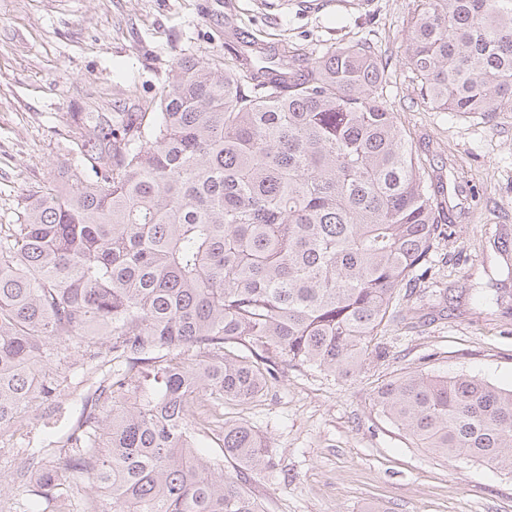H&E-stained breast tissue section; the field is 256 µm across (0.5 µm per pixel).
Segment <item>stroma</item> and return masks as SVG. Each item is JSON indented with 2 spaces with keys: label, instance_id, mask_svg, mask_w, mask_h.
<instances>
[{
  "label": "stroma",
  "instance_id": "35a3bbf8",
  "mask_svg": "<svg viewBox=\"0 0 512 512\" xmlns=\"http://www.w3.org/2000/svg\"><path fill=\"white\" fill-rule=\"evenodd\" d=\"M414 0H0V225L16 224L26 199L59 166L76 162L69 144L77 112H138L169 89L179 60L224 62V44L254 38L301 57L369 38L385 63L387 104L434 176L449 162L473 195L461 203L452 236L439 240L402 305L428 313L425 325L392 324L376 336L384 357L348 377L280 364L263 395L217 407L267 440L278 467L255 474L264 512H512V472L417 447L374 405L381 384L415 371L470 374L512 387V277L492 241L512 230V112H438L423 103L405 60ZM449 290L447 307L435 306ZM504 290L502 305L476 307L472 295ZM73 350L63 398L77 420L110 367ZM43 408L22 420L0 449V481L14 482L15 451L59 457L42 430Z\"/></svg>",
  "mask_w": 512,
  "mask_h": 512
}]
</instances>
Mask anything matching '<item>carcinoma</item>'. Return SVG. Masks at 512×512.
Listing matches in <instances>:
<instances>
[{
  "label": "carcinoma",
  "mask_w": 512,
  "mask_h": 512,
  "mask_svg": "<svg viewBox=\"0 0 512 512\" xmlns=\"http://www.w3.org/2000/svg\"><path fill=\"white\" fill-rule=\"evenodd\" d=\"M215 68L183 58L156 112L82 121L83 169L59 167L0 236V441L27 409L63 414L51 346L112 376L61 445L62 465L21 449L42 482L18 512L105 484L83 512H260L250 474L276 470L246 421L190 419L204 396L246 402L279 364L352 375L437 239L451 237L435 183L384 99L369 39L304 62L288 48ZM406 61L423 102L491 121L512 112V0H416ZM378 410L420 448L512 470V388L414 372ZM237 464L224 473L223 461Z\"/></svg>",
  "instance_id": "obj_1"
}]
</instances>
